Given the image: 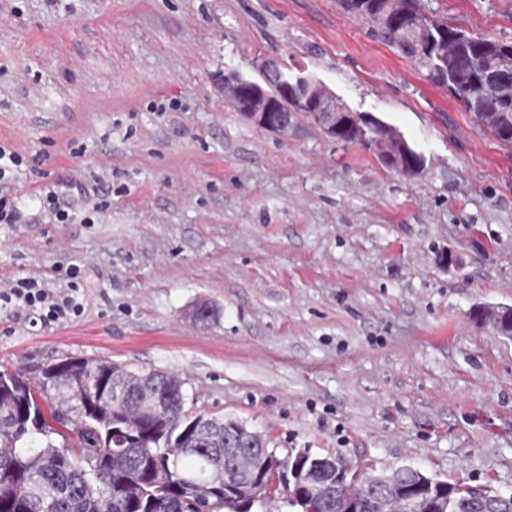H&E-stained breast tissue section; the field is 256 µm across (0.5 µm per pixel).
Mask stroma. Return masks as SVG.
Returning <instances> with one entry per match:
<instances>
[{
    "label": "stroma",
    "instance_id": "1",
    "mask_svg": "<svg viewBox=\"0 0 512 512\" xmlns=\"http://www.w3.org/2000/svg\"><path fill=\"white\" fill-rule=\"evenodd\" d=\"M427 5L512 41V0ZM266 60L397 127L422 175L303 117L254 127L221 77ZM0 145L38 159L0 181L27 218L0 224V286L85 273L70 320L0 307V370L168 371L277 456L512 492V340L471 316L512 307V145L337 0H0ZM55 185L87 192L70 223L39 213Z\"/></svg>",
    "mask_w": 512,
    "mask_h": 512
}]
</instances>
